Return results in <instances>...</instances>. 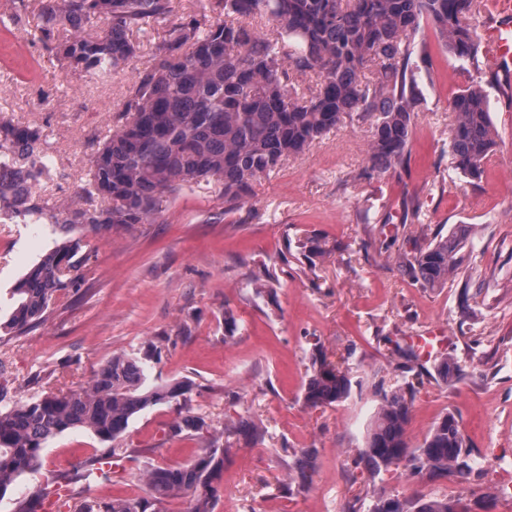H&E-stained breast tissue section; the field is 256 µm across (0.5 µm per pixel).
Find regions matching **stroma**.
<instances>
[{"mask_svg": "<svg viewBox=\"0 0 512 512\" xmlns=\"http://www.w3.org/2000/svg\"><path fill=\"white\" fill-rule=\"evenodd\" d=\"M416 42L431 49L418 77L408 154L386 173L365 176L370 126L344 119L336 131L288 159L252 186L245 205L227 211L219 183L164 196L155 223L101 232L78 284L61 295L42 324L22 336L0 333V408L58 389L87 386L112 356H142L150 382L189 379L182 399L134 417L122 438L126 457L111 481L92 487L75 477L100 441L64 432L43 450L41 468L0 498V512H19L57 477H73V495L108 502L147 497L155 466L190 463L221 434L226 448L213 512H370L379 493L463 499L471 512H512V106L488 60L460 66L439 44L430 21ZM481 86L498 144L478 180L450 166L451 100ZM130 70L105 85L48 63L24 25L0 28V117L42 127L63 180L39 187L59 207L78 199L92 145L121 123ZM465 232L462 267L439 288L421 287L405 260L435 233ZM59 236L48 224L0 223V317L10 290ZM311 239L328 252L306 256ZM277 273L274 295L254 284ZM237 322L224 334V315ZM446 337L432 355L405 364L395 351L405 337ZM342 356L352 390L341 403L312 408L303 385L317 352ZM460 374L443 382L438 356ZM416 387L407 429L420 447L446 413L459 417L479 463L470 479L432 481L393 466L375 473L357 457L380 392ZM206 427L171 437L181 418ZM313 449L307 479L295 461Z\"/></svg>", "mask_w": 512, "mask_h": 512, "instance_id": "35a3bbf8", "label": "stroma"}]
</instances>
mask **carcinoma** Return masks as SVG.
<instances>
[{
    "label": "carcinoma",
    "mask_w": 512,
    "mask_h": 512,
    "mask_svg": "<svg viewBox=\"0 0 512 512\" xmlns=\"http://www.w3.org/2000/svg\"><path fill=\"white\" fill-rule=\"evenodd\" d=\"M25 24L49 62L106 83L141 54L140 37L154 23L163 33L149 43L150 64L136 72L124 102L122 125L96 144L81 201L47 208L33 196L15 204L0 183V213L16 224H53L67 233L12 289L14 305L0 331L14 336L37 327L61 293L74 287L84 250L103 230L150 224L160 198L186 186L223 183L227 210L246 202L254 180L303 154L346 116L371 122L370 170L383 173L407 155L420 93L415 79L428 46L415 45L421 21L434 25L448 52L476 65L486 55L476 19L485 0H210L189 18L180 0H21ZM268 18L275 35L258 34L253 20ZM314 73L315 89L299 94L293 73ZM451 166L468 179L482 177L498 137L480 87L460 90L451 103ZM48 136L38 126L0 121V166L48 185L64 178ZM469 244L465 235L436 238L409 260L414 280L439 288L457 271ZM452 358L437 365L441 380L458 377ZM136 357L114 355L86 388L60 389L0 409V496L41 467L47 443L85 429L110 443L86 461L89 479L104 457L127 453L121 438L130 420L149 407L185 396L188 379L145 386ZM349 373L320 356L304 384L311 407L339 403L351 392ZM376 418L360 460L375 472L404 466L431 480L468 476L476 461L466 449L459 419L438 422L422 447L410 448L407 426L415 387L408 382L380 393ZM224 447L215 437L193 463L147 470L150 499L86 497L78 512H146L150 501L187 499L186 512H212ZM371 512H470L460 499L379 495Z\"/></svg>",
    "instance_id": "carcinoma-1"
}]
</instances>
